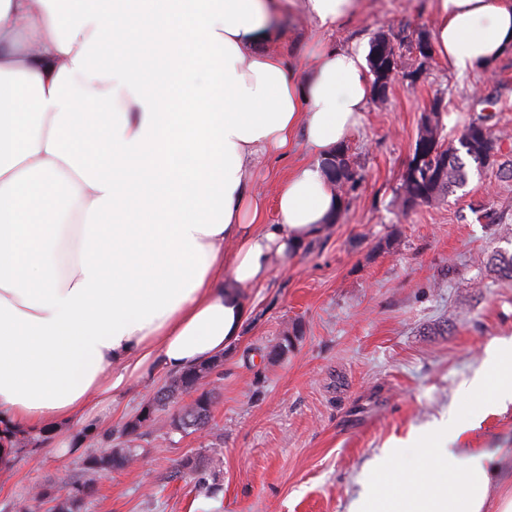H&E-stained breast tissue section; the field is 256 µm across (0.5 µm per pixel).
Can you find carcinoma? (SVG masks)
I'll use <instances>...</instances> for the list:
<instances>
[{"label":"carcinoma","instance_id":"cac0c4a2","mask_svg":"<svg viewBox=\"0 0 512 512\" xmlns=\"http://www.w3.org/2000/svg\"><path fill=\"white\" fill-rule=\"evenodd\" d=\"M404 40L379 33L370 42L367 54L369 73L372 76L373 97L377 101L387 98L386 87L392 82L399 67ZM442 100L433 99L427 113L422 115L418 135L413 146L412 158L422 157V166L413 172L408 166L401 177L396 205L408 211L417 205H430L447 199L455 189L463 186L468 177L467 162L475 164L476 170L494 168L501 157V137L480 121H472L457 137V143L445 144L441 124ZM325 170L334 183L342 189L354 187L357 172L349 155V148L340 147L324 161ZM221 366L218 358L204 362L171 378L153 396L148 415L141 413L127 421L118 431L122 446H112V434L98 437L89 432L97 448L83 460L88 478L71 487H62V493L52 496L49 488L37 487L13 504L14 512H40L48 500L56 501L54 512H81L86 497L91 495L95 477L112 470L124 469L135 463L141 455V443L152 436H169L175 421L181 423V433L189 435L209 426L215 400L212 390H200L201 381ZM197 392V396L182 405L175 416L163 419L159 411L175 403L185 393Z\"/></svg>","mask_w":512,"mask_h":512}]
</instances>
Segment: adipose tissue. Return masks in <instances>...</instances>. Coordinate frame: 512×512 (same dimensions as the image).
<instances>
[{
  "instance_id": "obj_1",
  "label": "adipose tissue",
  "mask_w": 512,
  "mask_h": 512,
  "mask_svg": "<svg viewBox=\"0 0 512 512\" xmlns=\"http://www.w3.org/2000/svg\"><path fill=\"white\" fill-rule=\"evenodd\" d=\"M360 0H298L320 32ZM288 0H0V467L23 431L93 424L153 367L183 372L238 340L242 289L341 206L323 160L362 122L361 48L276 51ZM433 45L460 74L512 51V0H436ZM106 112L92 120L86 103ZM303 142L263 223L252 170ZM512 404V339L460 398ZM384 448L355 512H512V455Z\"/></svg>"
}]
</instances>
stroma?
<instances>
[{"instance_id":"stroma-1","label":"stroma","mask_w":512,"mask_h":512,"mask_svg":"<svg viewBox=\"0 0 512 512\" xmlns=\"http://www.w3.org/2000/svg\"><path fill=\"white\" fill-rule=\"evenodd\" d=\"M284 27L279 50L301 55L318 39L366 45L379 32H430L435 15L433 0H361L359 13L329 32L291 15ZM416 65L403 50L386 103L369 104L350 140L360 180L343 195L335 223L276 260L263 286L243 289L250 317L224 353L207 431L153 439L139 464L97 481L83 512H350L390 439L447 437L449 411L467 417L483 405L457 391L487 347L512 336V281L492 263L494 254H512V178L473 173L445 201L406 212L394 199L421 116L437 97L446 138L491 114L501 160L512 162V53L490 72L466 75L435 56L413 83L406 73ZM307 158L298 143L257 165L265 223L277 221L279 182ZM292 325L298 335L273 356ZM170 377L159 369L131 378L98 432L121 429ZM85 430L63 424L41 447L15 452L0 469V512H12L32 486L80 480ZM457 445L511 449L512 407L486 414ZM192 458L211 491L180 471Z\"/></svg>"}]
</instances>
